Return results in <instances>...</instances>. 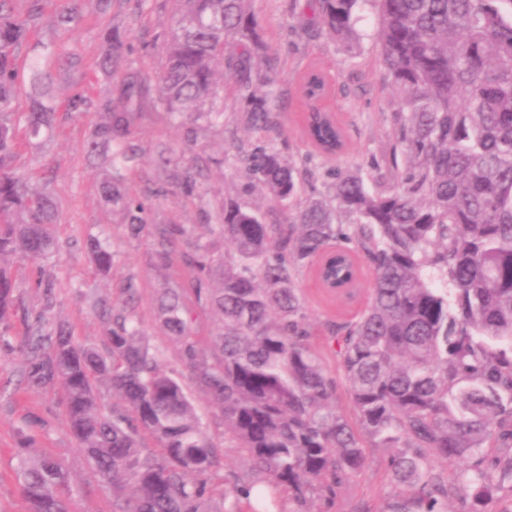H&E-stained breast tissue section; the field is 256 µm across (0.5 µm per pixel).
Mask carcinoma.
<instances>
[{"instance_id":"cac0c4a2","label":"carcinoma","mask_w":512,"mask_h":512,"mask_svg":"<svg viewBox=\"0 0 512 512\" xmlns=\"http://www.w3.org/2000/svg\"><path fill=\"white\" fill-rule=\"evenodd\" d=\"M0 0V324L16 308L17 285L4 258L42 260L57 254L55 193L18 176L13 159L36 145L56 122L55 70L69 57L48 47L28 69L18 53L40 14ZM62 24L76 21L81 0H63ZM249 0H173L175 21L165 39V63L154 80L121 68L123 44L107 33L99 68L119 80L117 100H105L88 148L112 151L103 167L104 204L119 210L128 234L151 239L155 267L174 262L176 241L192 273L191 288L168 287L154 298L165 333L179 346L190 374L221 411L224 431L249 452L257 473L288 489L299 504L337 496L343 480L366 464L365 449L388 452L396 487L385 512H490L504 483L512 492V0H311L319 26L348 57L361 51L360 11L377 20L376 40L396 93L390 176L371 163L367 176L335 169L325 197L302 201L314 173L287 162L275 140L233 146L249 178L247 191H266L270 208L222 203L204 240L181 224L149 226L146 205L131 194L123 169L141 155L137 109L148 99L188 126L185 147L162 151L155 163L187 195L210 164L197 154L196 126L224 132L214 102L223 98L222 68L249 109L253 131L278 132L267 106L278 82L277 56L253 70L265 48ZM28 86L29 108L12 104ZM328 90L316 69L301 92L313 101ZM69 114L89 102L70 90ZM305 127L321 152L344 146L336 118L316 108ZM88 254L106 277L114 252L107 238L88 240ZM369 263L371 298L359 317L336 325L338 362L354 420L336 410L337 382L309 348L311 327L298 288L299 272L328 256L324 270L350 288L356 256ZM117 305L92 306L105 325L103 346L77 344L63 324L48 327L46 298L29 325L22 377L29 387L62 391L70 433L93 478L112 487L115 512H213L224 490L211 476L222 454L209 438L180 377L167 372L137 327L129 280ZM215 318L211 350L198 348L195 308ZM121 404L105 409L98 385ZM20 429L17 477L28 512H71L70 468L57 456L31 451ZM149 435L156 451L146 449ZM496 448L491 456L486 449ZM453 463L455 482L436 461ZM232 493L265 497L253 485Z\"/></svg>"}]
</instances>
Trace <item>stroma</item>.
Returning <instances> with one entry per match:
<instances>
[{
  "label": "stroma",
  "mask_w": 512,
  "mask_h": 512,
  "mask_svg": "<svg viewBox=\"0 0 512 512\" xmlns=\"http://www.w3.org/2000/svg\"><path fill=\"white\" fill-rule=\"evenodd\" d=\"M253 10L262 20L264 43L277 52L280 95L271 106L280 115L281 130L287 141L284 149L288 161L303 165L313 148L303 134L306 109L299 93L302 76L310 66L323 69L330 94L322 100L324 109L333 112L344 129L347 148L339 156H319L320 170L339 168L367 173L371 162L385 163L393 144L390 121L394 93L381 63L374 38L376 18L363 12L359 28L363 34L359 55L346 57L339 45L318 30L308 7V0H251ZM58 7L45 0L42 13L23 55L42 52L45 45L65 44L76 60L64 66L55 77L58 99H65L72 87L85 88L91 104L85 112H60L53 131L38 145L21 148L14 161L18 173L39 184L52 180L60 212L55 233L62 244L56 257L36 267L29 259L14 256L8 265L19 285L20 304L8 322V331L0 337V512H27L28 504L16 477L19 429L26 417L36 416L45 422V430L36 449L64 458L76 476L80 488L72 500V512H113L111 492L93 481L82 452L72 438L60 403L59 388L32 389L22 380V347L27 328L43 305L42 289L32 287L38 269H45L53 282L52 318L71 329L80 343L102 344L104 328L85 298L86 292L110 294L121 301L119 287L134 280L138 288L135 315L140 331L152 347L159 351L165 369L184 372L185 366L177 346L163 334L152 311V295L170 282L188 283L190 276L182 265L168 270H155L150 264L147 240L128 236L118 213L107 208L100 195L102 160L87 154L88 134L100 117L99 103L118 94V83L96 67L104 51L106 32L115 33L126 46L125 67L155 73L161 70L163 40L173 24L170 0H112L101 9L100 0H85L78 23L58 26ZM224 134L212 131L198 134L197 149L210 155L220 145L237 141L252 142L258 132L245 131V103L232 89L224 91ZM186 136L161 107L148 102L143 106L139 138L145 154L138 164L126 171L130 192L147 196L151 218L156 224H187L196 233L207 231V220L201 210V198L219 202L230 200L256 207H266L265 198L246 195L243 186L246 173L238 162L227 161L220 170L202 177L196 195L188 196L176 189L159 193L160 174L154 159L161 149H180ZM109 236L114 262L107 279H100L86 251V240L96 234ZM373 272L363 266L358 288L352 299L345 300L322 288L313 268L298 275L306 313L311 324L310 347L332 377H339L337 346L328 334L329 325L354 320L365 308L371 293ZM194 405L207 426L210 437L220 447L223 466L217 471L216 483L224 485L225 498L215 499V512H248L246 500L232 495L234 485L256 480L249 454L238 448L225 434L220 414L199 389L191 391ZM368 463L350 477L335 499L312 498L309 512H384L392 494L391 475L385 454L377 448L367 451Z\"/></svg>",
  "instance_id": "35a3bbf8"
}]
</instances>
